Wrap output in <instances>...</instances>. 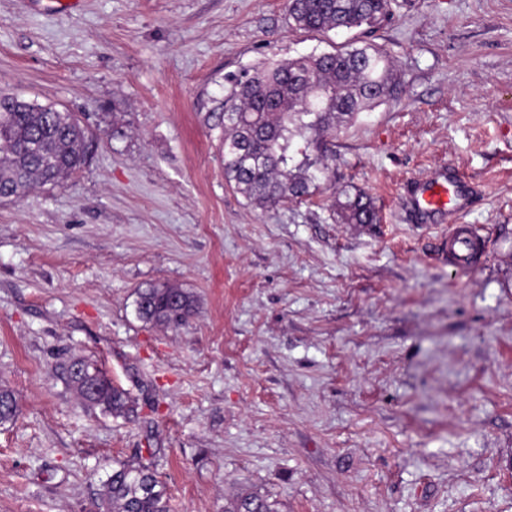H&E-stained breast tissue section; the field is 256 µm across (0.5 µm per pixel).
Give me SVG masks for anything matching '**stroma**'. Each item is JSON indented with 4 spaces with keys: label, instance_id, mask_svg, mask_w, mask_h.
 Masks as SVG:
<instances>
[{
    "label": "stroma",
    "instance_id": "obj_1",
    "mask_svg": "<svg viewBox=\"0 0 512 512\" xmlns=\"http://www.w3.org/2000/svg\"><path fill=\"white\" fill-rule=\"evenodd\" d=\"M386 48L396 101L337 130L309 198L249 204L224 178L230 81L271 59ZM0 91L75 113L87 164L0 203V512H99L120 461L172 512H512V0H394L348 32L286 0H0ZM452 166L486 243L463 272L402 188ZM358 188L377 224H347ZM197 300L143 322L138 290ZM99 361L137 409L86 407L60 365ZM341 195L344 201L338 198L337 211L342 220L349 224H377L378 210L369 194L362 190L353 194L343 190ZM136 311L139 319L146 323L176 328L195 315L197 306L191 293L162 285L140 290ZM225 512H274L271 505L259 495L249 493L239 496L230 510Z\"/></svg>",
    "mask_w": 512,
    "mask_h": 512
}]
</instances>
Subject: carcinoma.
<instances>
[{
	"instance_id": "obj_1",
	"label": "carcinoma",
	"mask_w": 512,
	"mask_h": 512,
	"mask_svg": "<svg viewBox=\"0 0 512 512\" xmlns=\"http://www.w3.org/2000/svg\"><path fill=\"white\" fill-rule=\"evenodd\" d=\"M393 0H288L295 30L324 33L374 26ZM397 94L393 58L381 46L276 60L236 80L224 96L222 156L229 183L251 203L274 207L303 200L329 181L327 140L336 128ZM0 93V197L54 185L88 161L89 131L72 112L52 105H16ZM337 211L349 224H375L374 199L362 190L341 192ZM136 311L146 323L179 327L196 311L194 296L162 285L138 292ZM62 366L67 385L84 405L114 417L135 411L130 393L112 382L98 361L83 355ZM18 415L13 392L0 387V425ZM104 512H170L165 483L154 468L133 461L112 468ZM228 512H274L262 497L239 496Z\"/></svg>"
}]
</instances>
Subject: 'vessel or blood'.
Returning a JSON list of instances; mask_svg holds the SVG:
<instances>
[{
    "instance_id": "b4317fda",
    "label": "vessel or blood",
    "mask_w": 512,
    "mask_h": 512,
    "mask_svg": "<svg viewBox=\"0 0 512 512\" xmlns=\"http://www.w3.org/2000/svg\"><path fill=\"white\" fill-rule=\"evenodd\" d=\"M477 194V188L450 166L429 177L411 180L403 188L405 207L415 222L428 224L449 218L448 264L458 272L471 268L483 254L469 227L456 221Z\"/></svg>"
}]
</instances>
